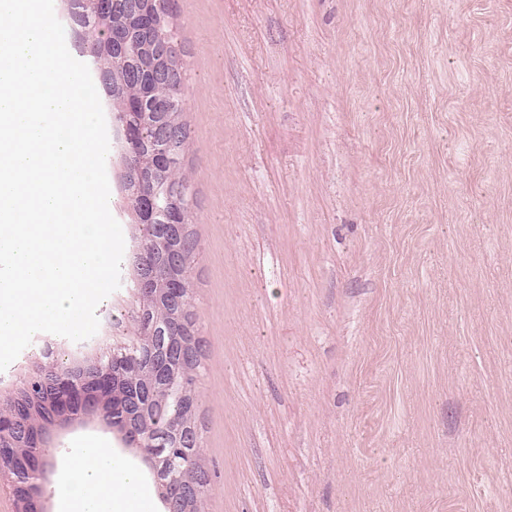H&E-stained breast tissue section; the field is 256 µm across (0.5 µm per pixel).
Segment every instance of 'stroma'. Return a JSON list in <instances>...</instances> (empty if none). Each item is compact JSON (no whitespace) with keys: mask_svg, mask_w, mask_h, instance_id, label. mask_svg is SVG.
<instances>
[{"mask_svg":"<svg viewBox=\"0 0 512 512\" xmlns=\"http://www.w3.org/2000/svg\"><path fill=\"white\" fill-rule=\"evenodd\" d=\"M201 512H512V0H172ZM81 343L123 342L137 251ZM138 449L91 419L72 448Z\"/></svg>","mask_w":512,"mask_h":512,"instance_id":"stroma-1","label":"stroma"}]
</instances>
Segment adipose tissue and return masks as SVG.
I'll use <instances>...</instances> for the list:
<instances>
[{
    "label": "adipose tissue",
    "mask_w": 512,
    "mask_h": 512,
    "mask_svg": "<svg viewBox=\"0 0 512 512\" xmlns=\"http://www.w3.org/2000/svg\"><path fill=\"white\" fill-rule=\"evenodd\" d=\"M141 469L98 443L77 448L59 483L57 512H152Z\"/></svg>",
    "instance_id": "ef3b65f1"
}]
</instances>
